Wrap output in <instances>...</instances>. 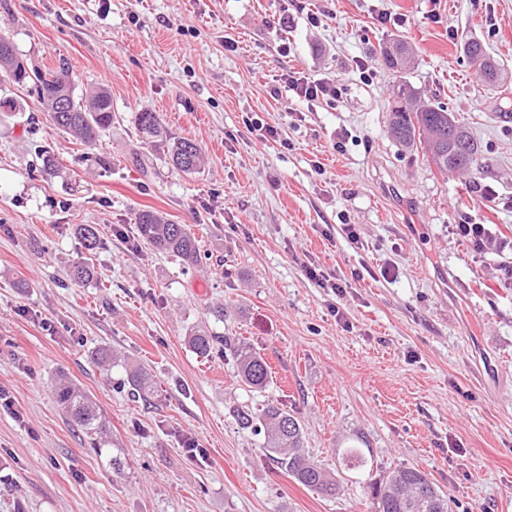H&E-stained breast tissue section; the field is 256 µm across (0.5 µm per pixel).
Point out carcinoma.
<instances>
[{
	"label": "carcinoma",
	"instance_id": "obj_1",
	"mask_svg": "<svg viewBox=\"0 0 512 512\" xmlns=\"http://www.w3.org/2000/svg\"><path fill=\"white\" fill-rule=\"evenodd\" d=\"M469 45L472 50L466 58L481 80L490 87L499 85L502 72L497 60L487 53L480 41L472 39ZM380 58L386 69L402 73L410 67L414 52L405 42L397 40L380 47ZM0 72L3 80L19 86L33 82L50 122L84 143L95 142L112 126L114 113L110 92L97 88L85 100L77 97L72 73L63 59L56 69L31 71L10 42L0 52ZM136 125L141 139L163 148L172 168L187 175L200 172L204 156L194 140L171 136L155 112L137 113ZM387 130L397 143L420 147L423 156L431 159L441 172H467L477 164L478 146L467 128L444 107L421 101L416 89L406 82L400 83L394 92ZM134 224L138 241L152 249L187 265L199 261V241L188 225L176 224L153 209L137 211ZM76 234L89 250L101 245L96 228L91 224L78 225ZM94 276V268L82 258L72 261L67 269V277L73 284L89 283ZM188 343L201 357L210 356L215 349V337L202 329L192 331ZM224 347L233 354L241 382L255 390L269 385L271 368L256 348L245 341L226 343ZM127 381L132 394L143 401L154 397L156 382L143 368L130 369ZM54 394L61 410L92 440L108 436L110 427L100 407L66 375L57 376ZM233 416L239 426L263 435L265 456L294 481L319 494H336L339 489L336 478L306 452L303 427L297 418L272 402L253 409L236 407ZM370 497L371 512H449L448 495L416 467L404 466L387 472L370 484Z\"/></svg>",
	"mask_w": 512,
	"mask_h": 512
}]
</instances>
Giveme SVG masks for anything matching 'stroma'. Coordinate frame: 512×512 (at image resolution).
<instances>
[{"mask_svg":"<svg viewBox=\"0 0 512 512\" xmlns=\"http://www.w3.org/2000/svg\"><path fill=\"white\" fill-rule=\"evenodd\" d=\"M0 32L28 66L66 59L76 93L107 88L116 114L88 146L29 86L0 83L18 104L0 120V485L14 489L0 512H370L368 482L399 466L454 512H512V249L479 253L453 231L512 239V0H0ZM468 38L506 91L469 66ZM393 39L415 52L401 75L380 61ZM288 69L336 100H298ZM400 80L469 129L477 170L439 173L389 136ZM146 109L200 146V173L141 143ZM142 209L189 225L200 262L134 242ZM79 224L104 248L85 249ZM77 258L92 282L68 281ZM200 327L252 344L272 383L249 390L222 348L197 356ZM104 344L119 356L107 370L90 357ZM127 358L159 383L152 403L132 397ZM61 370L108 416L109 454L60 411ZM268 402L300 421L338 494L296 483L231 414Z\"/></svg>","mask_w":512,"mask_h":512,"instance_id":"35a3bbf8","label":"stroma"}]
</instances>
